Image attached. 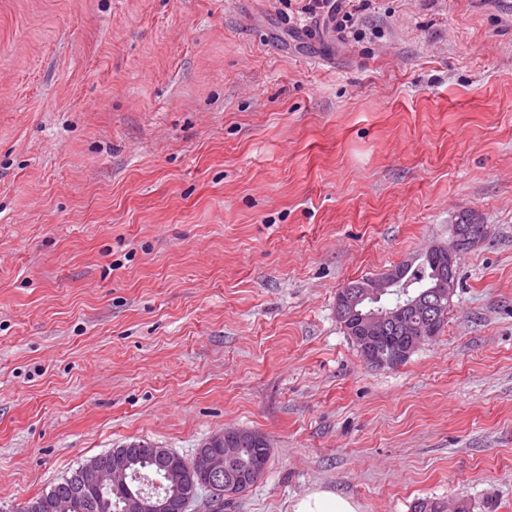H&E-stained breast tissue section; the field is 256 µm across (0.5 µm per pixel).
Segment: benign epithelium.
<instances>
[{
	"label": "benign epithelium",
	"mask_w": 512,
	"mask_h": 512,
	"mask_svg": "<svg viewBox=\"0 0 512 512\" xmlns=\"http://www.w3.org/2000/svg\"><path fill=\"white\" fill-rule=\"evenodd\" d=\"M487 233L485 224H466L454 230L448 243L442 249L448 254V268L437 273L435 292L425 298L414 297L408 307L418 311L420 320L411 325L404 320V315L389 309L378 311H362L358 309L361 299L391 294L395 289L402 287L396 273L383 274L369 280L363 287L362 294L345 296L347 307L358 315V335L353 337L357 344L361 358L368 364L378 368H394L408 355L410 349L396 350L388 354L379 351L376 346L378 337L390 329L409 328L412 342L420 343L434 337L433 327L436 323L435 312L440 308L442 300L453 294L456 285V260L461 252L471 248L484 238ZM211 440L224 444V454H199L198 470L205 477V487L214 497L225 501L233 496L237 489V479L225 473L226 466L232 463L239 455L241 437L233 431L226 429L211 437ZM131 462L124 455H117L112 459L110 467L105 468L97 457L87 459L81 466L80 480L85 485L127 486L131 482ZM127 509L130 512H172L170 500L158 493L144 494L139 492L131 495L127 500Z\"/></svg>",
	"instance_id": "1"
}]
</instances>
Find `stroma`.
Returning a JSON list of instances; mask_svg holds the SVG:
<instances>
[{
  "label": "stroma",
  "mask_w": 512,
  "mask_h": 512,
  "mask_svg": "<svg viewBox=\"0 0 512 512\" xmlns=\"http://www.w3.org/2000/svg\"><path fill=\"white\" fill-rule=\"evenodd\" d=\"M471 220L366 364L337 293ZM227 427L270 443L230 512H512V0H0V504ZM305 2L307 3L301 7L302 13L315 18L327 16L332 21H336L337 29L342 30L352 22L359 8L353 4L355 0H305ZM462 228L454 230L452 238L448 244L440 247L448 254H435L431 258L427 255L421 256L413 262L412 265L402 263L393 270L398 271L402 276L403 283H410V287L430 285L435 288V292L424 299L414 296L409 302L408 307L418 311L420 320L418 323L407 324L404 320V314H397L389 309H379L363 312L357 309L361 299L366 297H376L383 294H391L396 288H407L402 285L396 273L383 274L369 280L363 287L361 295H346L345 302L348 308L353 309L358 315L357 321L359 333L351 338L356 342L352 344L358 348L361 358L374 367L378 368H394L399 366L398 363L408 355L414 343H420L425 340L432 339L437 336L444 326L446 315L448 314V301L453 294V288L456 285V272L458 266L456 260L461 252L471 248L475 243L484 238L487 233V227L484 224H463ZM446 264L448 269H442L437 273V282L432 276L434 265ZM448 300H442L447 296ZM442 304L441 318L436 323L435 312ZM436 323V326H435ZM435 330L433 332V327ZM405 329L408 327L412 333V343L407 349H403L408 343L411 336H407L402 332H390L391 328ZM381 336V337H380ZM379 337V338H378ZM378 338V339H377ZM377 340V341H376ZM380 349L390 352L384 354ZM403 349V350H397ZM396 350V351H394ZM290 512H358V506L336 492L317 489L295 499Z\"/></svg>",
  "instance_id": "1"
}]
</instances>
